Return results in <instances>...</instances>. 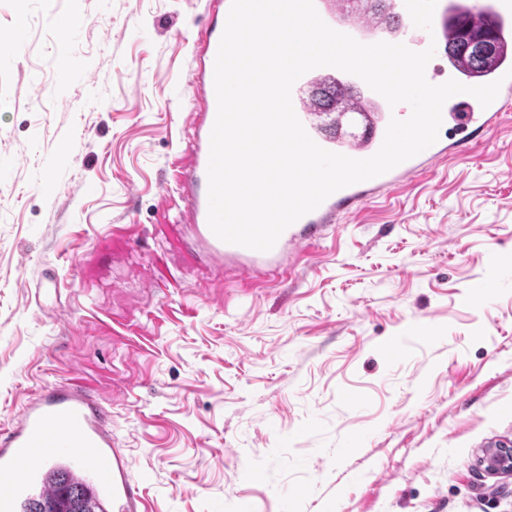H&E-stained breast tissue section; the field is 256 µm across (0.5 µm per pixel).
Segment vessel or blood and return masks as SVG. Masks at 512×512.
Segmentation results:
<instances>
[{
    "label": "vessel or blood",
    "instance_id": "b4317fda",
    "mask_svg": "<svg viewBox=\"0 0 512 512\" xmlns=\"http://www.w3.org/2000/svg\"><path fill=\"white\" fill-rule=\"evenodd\" d=\"M323 21L331 28L364 44L379 41L402 43L414 51L435 46L436 53L426 67L430 83L461 79L456 67H444L448 57V17L462 0H438L432 30L415 27L405 0H391L390 15L380 18L362 0H314ZM231 0H208L211 21L194 43L195 55L188 83L200 100L190 118L192 143L189 162L182 167L179 181L188 201L187 222L194 239L213 261L215 268L235 264L252 278L284 268L288 259L320 240L328 224L339 214L359 210L372 199L400 189L406 180L440 161L453 151L478 143L503 119V105L512 100V79L506 73L511 62L498 64L491 79L501 80L496 99L481 106L468 94L451 97L443 106V124L438 140L413 158L383 175L363 181L330 195L314 211L306 214L281 234L267 252L229 244L215 236L208 225V178L210 135L217 114L214 66ZM475 23L490 22L501 43L512 42V0H480ZM323 76L359 89L349 102L350 111H371L372 126L361 137L341 145L322 137L318 119L304 96L306 87ZM294 111L309 136L331 152L355 159L374 155L381 147L391 118H407L408 105L389 106L360 78L333 67H320L305 73L292 88ZM66 465L71 476L92 484L99 500L111 512H139L140 493L130 477V462L112 440V419L99 399L93 377L85 370L70 371L64 382L43 387L29 399L8 428L0 430V512H21L32 494H49L52 488L44 474L47 467Z\"/></svg>",
    "mask_w": 512,
    "mask_h": 512
}]
</instances>
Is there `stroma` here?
Masks as SVG:
<instances>
[{
  "mask_svg": "<svg viewBox=\"0 0 512 512\" xmlns=\"http://www.w3.org/2000/svg\"><path fill=\"white\" fill-rule=\"evenodd\" d=\"M206 5L0 0V429L83 367L148 512H512V104L256 288L185 235ZM510 444H495L482 448L478 455V466L491 476L512 475V448Z\"/></svg>",
  "mask_w": 512,
  "mask_h": 512,
  "instance_id": "1",
  "label": "stroma"
}]
</instances>
